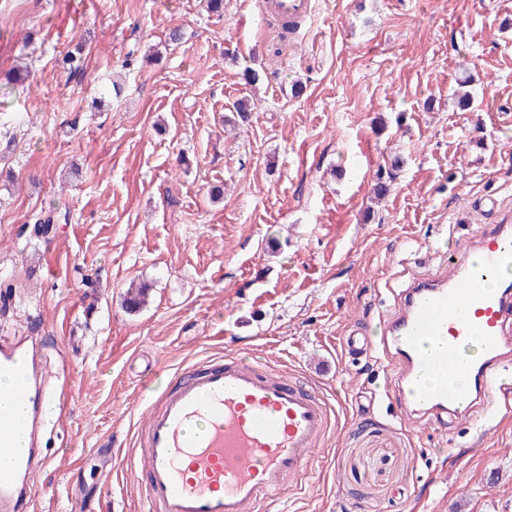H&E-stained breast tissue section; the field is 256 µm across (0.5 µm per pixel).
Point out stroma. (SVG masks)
Returning <instances> with one entry per match:
<instances>
[{
  "mask_svg": "<svg viewBox=\"0 0 512 512\" xmlns=\"http://www.w3.org/2000/svg\"><path fill=\"white\" fill-rule=\"evenodd\" d=\"M23 59L31 77L8 83ZM492 199L512 212V0H315L293 38L260 0H0V336L42 324L39 512H145L126 460L149 396L227 355L338 412L301 489L263 512H512V419L415 433L385 362L340 344L437 250L491 230ZM51 207L56 236L34 238ZM133 281L150 287L136 312Z\"/></svg>",
  "mask_w": 512,
  "mask_h": 512,
  "instance_id": "stroma-1",
  "label": "stroma"
}]
</instances>
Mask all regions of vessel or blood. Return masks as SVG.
Returning a JSON list of instances; mask_svg holds the SVG:
<instances>
[{
	"label": "vessel or blood",
	"mask_w": 512,
	"mask_h": 512,
	"mask_svg": "<svg viewBox=\"0 0 512 512\" xmlns=\"http://www.w3.org/2000/svg\"><path fill=\"white\" fill-rule=\"evenodd\" d=\"M263 14L298 20L313 12V0H262ZM479 262L454 254L440 257L431 271L416 275L379 317L380 333L350 328L349 352H379L394 388L387 397L402 417L429 429L448 417H471L482 427L490 414L512 416V383L501 370L512 363V286L488 287L489 279L512 264V224L478 231ZM479 339L485 358L466 357ZM435 340L436 347L421 345ZM36 335L0 340V371L17 375L12 402L23 415L0 413V449L24 444L13 465L0 470V512H35L34 477L51 468L44 430L51 399ZM439 381L426 402L406 397L405 388L422 369ZM177 386L150 406L142 424L147 512H258L274 497L298 486L315 451L326 442L334 408L317 387L301 389L287 372L237 357L204 361L177 370Z\"/></svg>",
	"instance_id": "obj_1"
}]
</instances>
